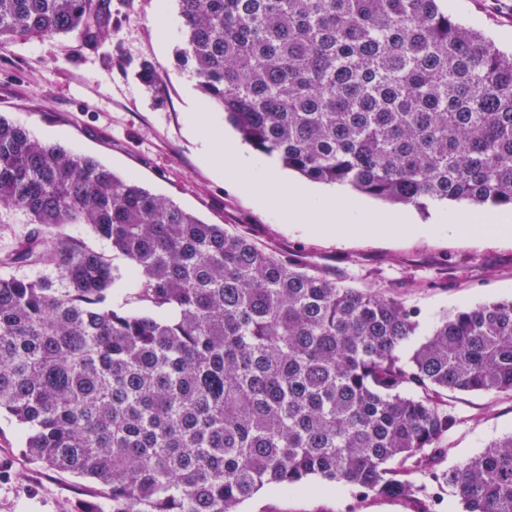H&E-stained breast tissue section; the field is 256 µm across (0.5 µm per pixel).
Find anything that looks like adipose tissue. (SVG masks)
<instances>
[{"instance_id":"adipose-tissue-1","label":"adipose tissue","mask_w":512,"mask_h":512,"mask_svg":"<svg viewBox=\"0 0 512 512\" xmlns=\"http://www.w3.org/2000/svg\"><path fill=\"white\" fill-rule=\"evenodd\" d=\"M191 124L199 134L206 158L225 175L237 179L246 195L261 203L285 199V206L278 212L282 223L306 224L342 237L399 233L406 228L407 219L402 215L362 211L357 204L334 197L314 200L305 187L285 183L267 160L243 157L232 141L221 138L212 129L208 113H194Z\"/></svg>"}]
</instances>
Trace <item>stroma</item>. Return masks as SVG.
Masks as SVG:
<instances>
[{"mask_svg": "<svg viewBox=\"0 0 512 512\" xmlns=\"http://www.w3.org/2000/svg\"><path fill=\"white\" fill-rule=\"evenodd\" d=\"M448 9L501 50H512V0H452ZM110 10L108 33L96 42L59 35L0 48V115L40 140L134 177L206 223L248 235L262 249L297 257L347 287L385 292L418 311L423 324L490 299L512 298V238L449 232V212L469 210L462 203L424 211L353 193V200L376 211L407 214L428 228L425 236H317L280 223L275 206L251 201L201 156L188 128L191 113L210 112L226 136L234 131L177 63L183 36L176 0H110ZM145 62L158 69L163 100L138 78ZM448 401L459 423L440 445L438 469L455 467L512 432L510 397L452 392ZM25 438V429L0 418V512H80L99 501L92 480L29 462ZM241 512H415V506L364 498L352 487L313 478L299 493L264 488Z\"/></svg>", "mask_w": 512, "mask_h": 512, "instance_id": "obj_1", "label": "stroma"}]
</instances>
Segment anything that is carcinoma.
I'll return each mask as SVG.
<instances>
[{"label":"carcinoma","instance_id":"obj_1","mask_svg":"<svg viewBox=\"0 0 512 512\" xmlns=\"http://www.w3.org/2000/svg\"><path fill=\"white\" fill-rule=\"evenodd\" d=\"M177 61L244 142L306 179L424 209H512V54L440 0H178ZM108 0H0V48L94 42ZM143 82L164 92L152 63ZM41 230L1 267L0 415L33 463L92 479L84 512H240L310 477L433 512H512V433L438 472L456 425L446 392L512 396V299L429 325L379 291L296 258L0 116V209ZM86 224L126 258L140 309L68 233ZM412 349L408 358L402 351ZM0 274L13 275L18 278L38 279L48 277L55 279L56 272L52 265L40 264L36 266L7 267L0 266Z\"/></svg>","mask_w":512,"mask_h":512}]
</instances>
